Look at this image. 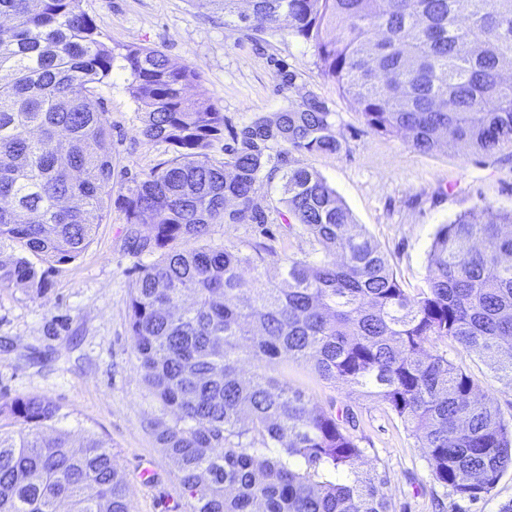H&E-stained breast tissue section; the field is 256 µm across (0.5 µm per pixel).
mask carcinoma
Here are the masks:
<instances>
[{
  "instance_id": "obj_1",
  "label": "carcinoma",
  "mask_w": 512,
  "mask_h": 512,
  "mask_svg": "<svg viewBox=\"0 0 512 512\" xmlns=\"http://www.w3.org/2000/svg\"><path fill=\"white\" fill-rule=\"evenodd\" d=\"M215 2L226 22L311 43L323 77L376 132L424 153L512 147V0H250L249 14ZM0 17V288L43 294L29 256L76 259L119 187L127 223L155 232L133 244L163 250L131 290L130 329L149 426L190 512H392L384 477L360 470L350 420L267 375L278 359L388 406L432 480L462 501L512 471V424L439 348L450 341L512 383V210L440 225L426 286L410 292L336 190L291 163L341 148L320 97L231 129L218 160L224 113L194 66L155 48L117 55L83 0H0ZM119 57L140 134L172 148L120 185L98 96ZM276 179L285 223L321 258L290 257L271 281L259 255L206 237L212 224L268 223L254 196ZM59 417L41 396L0 405V512H132L112 446L89 432L71 447Z\"/></svg>"
}]
</instances>
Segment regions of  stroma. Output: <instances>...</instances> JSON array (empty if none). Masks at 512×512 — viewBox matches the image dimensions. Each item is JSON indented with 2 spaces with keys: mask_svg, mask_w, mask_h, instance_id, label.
I'll use <instances>...</instances> for the list:
<instances>
[{
  "mask_svg": "<svg viewBox=\"0 0 512 512\" xmlns=\"http://www.w3.org/2000/svg\"><path fill=\"white\" fill-rule=\"evenodd\" d=\"M83 7L115 51L152 47L173 66L196 65L226 126L299 106L310 92L325 100L336 114L341 148L297 160L336 190L408 290L425 285L427 252L440 225L466 211L512 209V147L476 153L447 145L423 153L404 136L372 131L322 76L312 44L225 24L223 12L207 2L83 0ZM281 67L295 74L293 87L280 89ZM100 96L112 156L129 174L149 171L168 157L167 145L140 135L125 71L114 69ZM279 198V184L263 186L255 202L268 223L211 225L209 243L257 250L271 274L288 257L312 255L311 238L286 226ZM152 235L147 225L130 230L123 209L110 203L90 245L75 260L54 266L44 294L0 289V403L26 395L52 399L61 408L57 427L69 432L72 444L89 431L111 444L134 512H189L176 467L147 426L155 409L129 330L133 284L141 268L158 258L136 250L132 239ZM447 351L512 421V384L495 378L477 355L452 345ZM271 371L315 405L349 415L351 433L367 450L362 468L386 476L393 512H499L512 501V471L477 504L458 500L430 478L422 449L387 406L328 383L302 364L280 361ZM147 466L153 470L148 479L142 476Z\"/></svg>",
  "mask_w": 512,
  "mask_h": 512,
  "instance_id": "35a3bbf8",
  "label": "stroma"
}]
</instances>
